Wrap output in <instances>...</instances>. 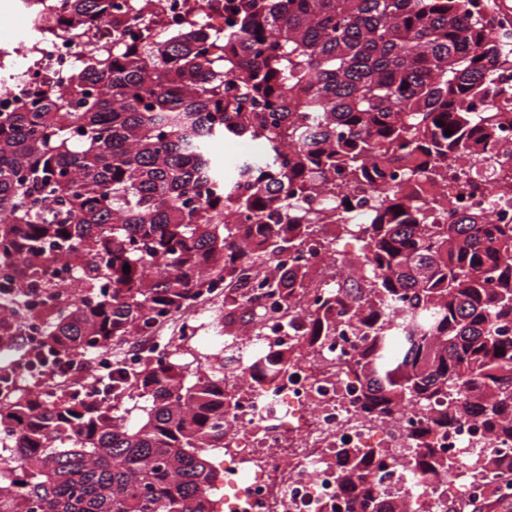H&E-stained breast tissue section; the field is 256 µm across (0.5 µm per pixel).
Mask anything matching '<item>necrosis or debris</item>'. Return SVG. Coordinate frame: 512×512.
<instances>
[{
  "label": "necrosis or debris",
  "mask_w": 512,
  "mask_h": 512,
  "mask_svg": "<svg viewBox=\"0 0 512 512\" xmlns=\"http://www.w3.org/2000/svg\"><path fill=\"white\" fill-rule=\"evenodd\" d=\"M132 34L93 25L96 37L122 49L130 35L154 42L160 36H177L188 9H195L200 24L213 36L223 35L224 0H116ZM27 27L18 42L19 55L0 49V112L13 111L25 89L44 78L72 70L80 60L83 43L68 34L65 0H20ZM448 193L460 210L480 208L492 223L512 224V183L476 180L462 186L449 180ZM336 334L325 345L296 357L282 380L273 384L243 383L236 405L224 415L227 431L224 451L226 512H346V498L336 482V452L342 448H411L414 434L427 413L409 406L390 417L365 416L358 404L359 386L338 374L341 363L358 356L362 341L337 319ZM435 447L451 458L449 474L425 478L420 471L396 461L373 470L372 476L387 501L406 498L412 512H448L452 499L485 494L486 484L477 463L497 440L484 431L475 417L459 416L447 432L431 437Z\"/></svg>",
  "instance_id": "obj_1"
}]
</instances>
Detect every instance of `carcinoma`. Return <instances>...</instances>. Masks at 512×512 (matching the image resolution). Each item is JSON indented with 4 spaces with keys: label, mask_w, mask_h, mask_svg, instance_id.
<instances>
[{
    "label": "carcinoma",
    "mask_w": 512,
    "mask_h": 512,
    "mask_svg": "<svg viewBox=\"0 0 512 512\" xmlns=\"http://www.w3.org/2000/svg\"><path fill=\"white\" fill-rule=\"evenodd\" d=\"M471 2L224 0L231 31L219 38L192 18L178 38L116 54L86 42L64 89L34 87L0 112V343L23 335L27 298L42 299L29 350L40 360L112 347L218 283L232 305L254 304L255 290L276 297L295 333L311 268L274 256L334 257L346 236L362 284L307 311L303 335L322 342L336 307L352 311L368 342L341 372L358 382L360 410L434 407L410 455L429 477L448 459L426 436L464 410L511 442L512 224L459 212L443 193L410 201L418 185L448 181V155L483 157L506 129L508 113L484 103L507 95L494 76L512 73V48L489 39L494 20ZM69 9L75 35L107 17L106 0ZM218 138L269 147L231 181L209 150ZM365 193L371 223H337L336 208ZM231 212L254 223H224ZM59 258L76 287L54 280ZM290 361L288 349L255 348L247 373L271 383ZM225 380L218 354L192 370L169 356L117 371L94 408L72 389L1 399L13 444L0 452L20 490L0 512H211ZM461 384L473 391L464 403ZM130 389L142 400L133 423L111 408ZM381 464L380 448L336 455L347 512H396L371 477ZM481 469L496 493L512 456Z\"/></svg>",
    "instance_id": "cac0c4a2"
}]
</instances>
